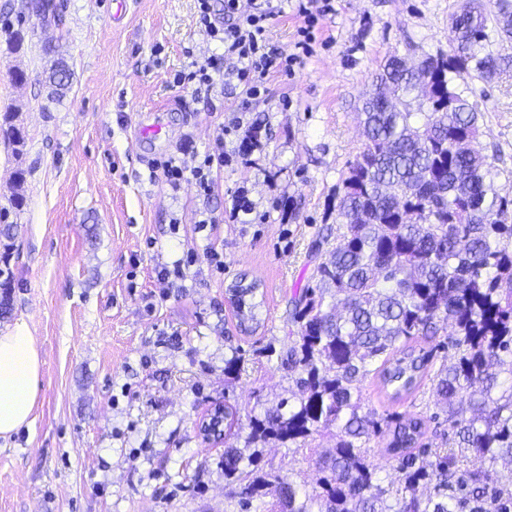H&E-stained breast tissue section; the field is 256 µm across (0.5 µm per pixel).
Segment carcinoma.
<instances>
[{"instance_id":"carcinoma-1","label":"carcinoma","mask_w":512,"mask_h":512,"mask_svg":"<svg viewBox=\"0 0 512 512\" xmlns=\"http://www.w3.org/2000/svg\"><path fill=\"white\" fill-rule=\"evenodd\" d=\"M459 0L448 50L421 59L420 75L390 53L360 116L366 142L342 180L330 258L315 284L292 299L293 345L281 365L297 374L298 396L247 416L245 446L226 448L219 464L238 487L241 512H512V197L504 173L479 149L482 109L460 86L463 75L490 82L512 70L490 34L512 42V0ZM43 20L58 21L53 0H29ZM71 73L53 61L57 95ZM15 113L0 137L25 147ZM452 327L440 349L453 361L432 370L418 347ZM373 376L391 401L431 381L448 431L424 440L439 414L403 422L364 410L360 384ZM335 429V445L317 461L308 491L281 470L262 466L258 444L299 452ZM397 462L387 482L368 458L376 439ZM272 500H267V497Z\"/></svg>"}]
</instances>
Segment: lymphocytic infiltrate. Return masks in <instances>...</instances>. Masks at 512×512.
Returning a JSON list of instances; mask_svg holds the SVG:
<instances>
[{
	"label": "lymphocytic infiltrate",
	"instance_id": "lymphocytic-infiltrate-1",
	"mask_svg": "<svg viewBox=\"0 0 512 512\" xmlns=\"http://www.w3.org/2000/svg\"><path fill=\"white\" fill-rule=\"evenodd\" d=\"M197 22L207 34L224 48L223 57L210 56L194 61L189 73L176 75L175 83L184 88L213 91L226 80L236 79L244 100H251L264 90L271 74L283 63L272 44L268 22L275 15L270 0H252L250 12H239L238 0H224V16L216 18L210 0H197ZM235 60L233 69H224L223 59Z\"/></svg>",
	"mask_w": 512,
	"mask_h": 512
}]
</instances>
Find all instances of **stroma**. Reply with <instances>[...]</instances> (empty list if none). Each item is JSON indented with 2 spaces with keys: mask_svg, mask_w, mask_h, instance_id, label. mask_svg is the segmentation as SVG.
Masks as SVG:
<instances>
[{
  "mask_svg": "<svg viewBox=\"0 0 512 512\" xmlns=\"http://www.w3.org/2000/svg\"><path fill=\"white\" fill-rule=\"evenodd\" d=\"M55 2L61 21L46 25L27 0H0V114L16 113L26 140L19 156L0 141V230L14 227L0 233L12 271L0 330L26 322L42 360L30 425L0 438V512H239L218 461L244 440L204 443L198 423L218 405L244 416L295 393L280 364L293 343L289 301L313 282V240L336 225L364 142L362 97L389 53L447 49L457 2L333 0L300 58L298 0H274L271 42L292 73L270 77L246 109L231 91L173 84L193 60L223 52L197 25L196 0H126L118 21L116 0ZM16 29L17 52L6 42ZM60 57L72 76L53 99L45 71ZM468 86L482 109L480 148L512 169V77ZM156 122L166 136L143 139ZM256 122L262 146L243 154ZM223 126L211 194L168 186L161 162L193 168ZM241 204L248 213L228 220ZM207 213L215 227H199ZM241 280L257 288L259 323L248 330L227 294ZM235 349L233 379L224 360ZM361 388L369 409L404 419L435 410L426 387L398 403L373 379ZM334 444L324 431L304 454L270 443L263 455L311 484Z\"/></svg>",
  "mask_w": 512,
  "mask_h": 512,
  "instance_id": "stroma-1",
  "label": "stroma"
}]
</instances>
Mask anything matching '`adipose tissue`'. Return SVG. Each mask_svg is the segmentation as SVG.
<instances>
[{"instance_id":"adipose-tissue-1","label":"adipose tissue","mask_w":512,"mask_h":512,"mask_svg":"<svg viewBox=\"0 0 512 512\" xmlns=\"http://www.w3.org/2000/svg\"><path fill=\"white\" fill-rule=\"evenodd\" d=\"M41 358L26 323L0 333V437H10L31 422L39 396Z\"/></svg>"}]
</instances>
